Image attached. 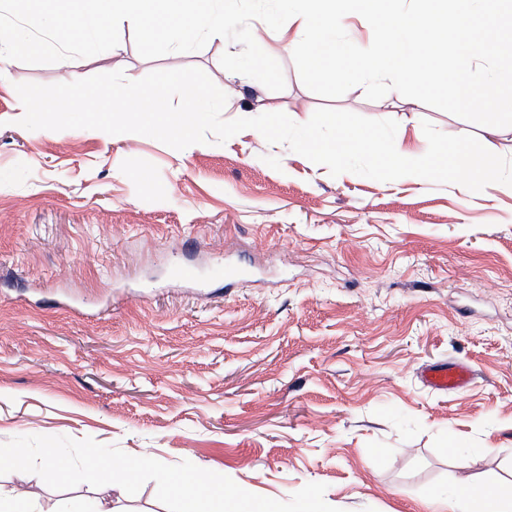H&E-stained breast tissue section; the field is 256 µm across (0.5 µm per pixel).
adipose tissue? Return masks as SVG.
Returning a JSON list of instances; mask_svg holds the SVG:
<instances>
[{
  "instance_id": "ef3b65f1",
  "label": "adipose tissue",
  "mask_w": 512,
  "mask_h": 512,
  "mask_svg": "<svg viewBox=\"0 0 512 512\" xmlns=\"http://www.w3.org/2000/svg\"><path fill=\"white\" fill-rule=\"evenodd\" d=\"M499 127H485L479 144L456 143L458 161L452 170L456 182L469 186L498 177L499 164L494 140ZM420 512H512V482L477 484L455 483L448 489H435L419 502Z\"/></svg>"
}]
</instances>
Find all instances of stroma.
I'll list each match as a JSON object with an SVG mask.
<instances>
[{
  "label": "stroma",
  "instance_id": "stroma-1",
  "mask_svg": "<svg viewBox=\"0 0 512 512\" xmlns=\"http://www.w3.org/2000/svg\"><path fill=\"white\" fill-rule=\"evenodd\" d=\"M251 30L284 90L222 68L238 43L146 59L125 28L117 51L66 68L15 61L0 80V443L90 437L283 501L323 483L342 512H417L439 486L512 480V133L498 180L460 186L444 148L479 126L360 87L321 97L275 31ZM174 60L227 94V120L302 124L328 106L420 128L431 172L334 177L250 129L178 151L17 123L16 84L137 80ZM229 263L243 271L230 290ZM442 360L467 362L471 385L425 388L422 368ZM461 444L472 455H453ZM0 484L43 512L87 495L167 512L152 481L134 495L23 472Z\"/></svg>",
  "mask_w": 512,
  "mask_h": 512
}]
</instances>
